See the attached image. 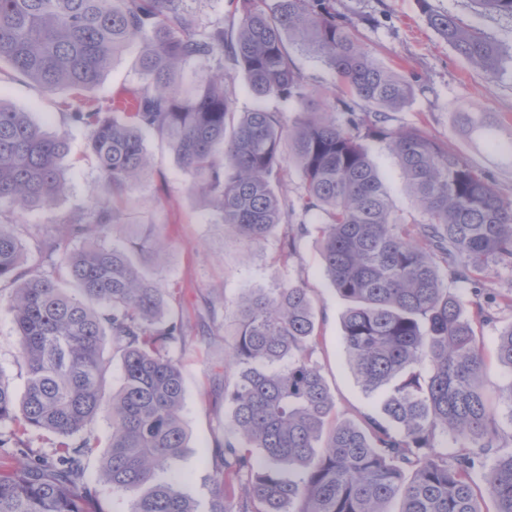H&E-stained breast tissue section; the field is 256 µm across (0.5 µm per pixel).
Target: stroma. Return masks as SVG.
<instances>
[{
  "mask_svg": "<svg viewBox=\"0 0 512 512\" xmlns=\"http://www.w3.org/2000/svg\"><path fill=\"white\" fill-rule=\"evenodd\" d=\"M433 7L466 25L480 27L505 47H512V17L481 15L470 0H431ZM354 37L384 66L413 83L411 102L392 115V127L417 126L448 142L466 159L488 173L500 193L512 198V161L487 143L470 137L453 120L456 108L488 113L499 134L512 131V69L488 78L468 64L428 26L417 0H333ZM133 53L116 57L92 96L111 100L138 88ZM68 91L53 95L23 78L0 73V100L31 113L47 127L65 128L69 151L62 162L67 189L52 205L19 212L0 209V222L13 225L24 248L27 267L58 276V257L39 253L37 243L55 234L59 225L79 213H89L101 196V179L89 154V133L79 126L63 127ZM149 167L128 201L122 202V221L109 245L128 246L133 234L160 240L161 251L146 259L144 269L163 288L167 316L184 325L185 341L170 355L179 364L185 387L182 417L186 447L177 465L182 489L199 505H206L212 488L213 458L224 441L231 408L224 401L225 334L233 333L239 297L254 288L271 289L291 281L308 288L319 340L311 359L329 387L334 401L333 421H355L360 414L381 412L383 393H365L357 383L342 344V316L346 304L333 289L321 257L318 225L300 235L295 254L282 244L301 222L293 215L277 225L268 238L247 244L224 227L210 197L191 192L190 178L177 164L165 142L145 141ZM378 173L396 209L416 212L400 170L385 143L370 145ZM11 285L0 283V377L16 394H23L25 369L18 359L19 344L8 306ZM111 427L98 420L91 429L97 448L86 462L83 481L97 489L110 512H128L125 496L100 477V458L107 450Z\"/></svg>",
  "mask_w": 512,
  "mask_h": 512,
  "instance_id": "obj_1",
  "label": "stroma"
}]
</instances>
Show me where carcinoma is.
<instances>
[{
    "mask_svg": "<svg viewBox=\"0 0 512 512\" xmlns=\"http://www.w3.org/2000/svg\"><path fill=\"white\" fill-rule=\"evenodd\" d=\"M190 0H0V58L12 72L54 94L68 125L89 130V148L106 199L45 239L60 254L73 288L24 267L19 238L0 224V282L10 295L26 385L16 398L0 379V424L12 423L15 451L0 459V512H108L82 483L98 419L112 428L101 476L130 501L129 512H197L179 480L158 482L186 448L184 385L170 348L181 325L161 319L163 289L124 250L104 239L120 223L114 198L148 165L143 133L165 140L193 188L211 197L224 224L249 244L288 219L275 190L283 152L302 175V217L320 224L321 254L336 294L348 302L342 341L358 384L394 386L381 416L326 428L334 402L311 360L316 321L307 288L256 289L238 304L228 342L224 388L234 437L216 449L207 512H512V451L481 380L487 369L473 323L512 311V290L480 288L489 266L512 269V199L448 143L415 126L389 125L413 85L369 54L336 15L332 0H237L235 35L199 23ZM480 13L512 17V0H472ZM428 25L461 57L495 77L512 53L482 29L463 26L418 0ZM140 45L142 85L134 111L85 93L113 58ZM329 68L353 99L313 107L289 47ZM229 52L262 105L235 109L225 86ZM217 68L186 91L189 61ZM295 100L287 128L263 105ZM457 120L512 160V133L498 138L480 112ZM387 144L417 205L399 214L371 159ZM66 132L52 130L0 100V206L52 204L66 190ZM82 240L76 251L66 243ZM470 317L463 316L466 304ZM120 353L123 384L109 382L106 346ZM496 360L507 375L502 403L512 422V323ZM58 438L50 456H33L23 435ZM489 499L493 509L480 503Z\"/></svg>",
    "mask_w": 512,
    "mask_h": 512,
    "instance_id": "obj_1",
    "label": "carcinoma"
}]
</instances>
